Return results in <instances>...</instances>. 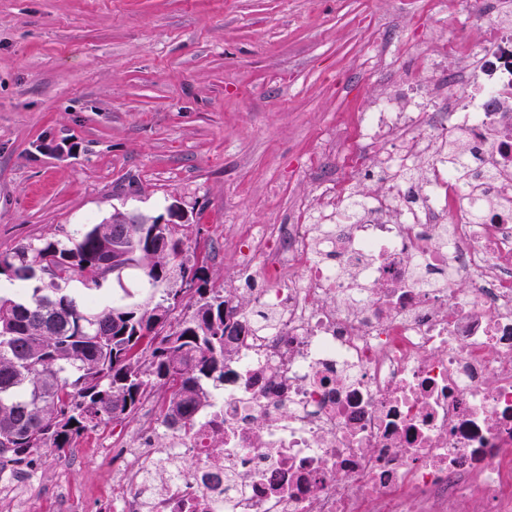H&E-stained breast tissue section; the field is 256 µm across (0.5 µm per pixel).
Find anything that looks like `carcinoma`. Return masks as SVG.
Segmentation results:
<instances>
[{
  "label": "carcinoma",
  "instance_id": "obj_1",
  "mask_svg": "<svg viewBox=\"0 0 512 512\" xmlns=\"http://www.w3.org/2000/svg\"><path fill=\"white\" fill-rule=\"evenodd\" d=\"M124 216L92 224L66 243L22 242L0 253V275L44 286L22 298L0 296V458L21 463L39 450L62 452L81 436L134 416L165 390L166 415L191 420L206 387L224 382V353L244 335L233 296L209 287L206 267L184 257L177 225L141 224L112 261ZM138 267L157 286L175 276L156 304L98 308L61 292L76 276L96 284L112 266ZM192 312L171 326L187 293Z\"/></svg>",
  "mask_w": 512,
  "mask_h": 512
}]
</instances>
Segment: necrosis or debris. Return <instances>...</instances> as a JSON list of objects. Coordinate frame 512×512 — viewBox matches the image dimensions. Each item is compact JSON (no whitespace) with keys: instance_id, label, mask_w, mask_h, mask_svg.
Here are the masks:
<instances>
[{"instance_id":"obj_1","label":"necrosis or debris","mask_w":512,"mask_h":512,"mask_svg":"<svg viewBox=\"0 0 512 512\" xmlns=\"http://www.w3.org/2000/svg\"><path fill=\"white\" fill-rule=\"evenodd\" d=\"M456 2L487 26L445 41L447 82L387 89L333 135L343 179L296 223L245 226L241 315L276 320L229 347L190 424L158 403L113 449L108 512H512V6ZM369 165L383 186L348 215ZM87 502L62 470L0 473V512Z\"/></svg>"}]
</instances>
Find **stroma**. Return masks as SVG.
Listing matches in <instances>:
<instances>
[{"instance_id":"obj_1","label":"stroma","mask_w":512,"mask_h":512,"mask_svg":"<svg viewBox=\"0 0 512 512\" xmlns=\"http://www.w3.org/2000/svg\"><path fill=\"white\" fill-rule=\"evenodd\" d=\"M447 38H480L450 0H0V252L174 215L223 289L239 226L286 223L333 182L328 132L385 86L446 81ZM382 50L392 65L370 66ZM68 289L103 306L164 293L136 268ZM136 425L81 437L67 482L107 481L104 449Z\"/></svg>"}]
</instances>
